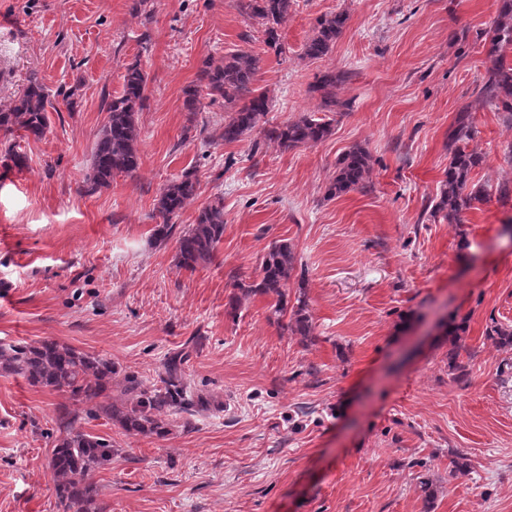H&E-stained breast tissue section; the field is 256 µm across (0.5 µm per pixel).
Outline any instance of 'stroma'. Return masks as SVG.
Masks as SVG:
<instances>
[{
    "label": "stroma",
    "instance_id": "1",
    "mask_svg": "<svg viewBox=\"0 0 512 512\" xmlns=\"http://www.w3.org/2000/svg\"><path fill=\"white\" fill-rule=\"evenodd\" d=\"M498 0H295L279 50L237 0H0V106L38 72L54 105L42 139L0 147V345L50 338L159 384L170 353L208 411L169 415L165 437L103 419L76 427L109 439L91 475L106 512H512V349L487 337L512 325V121L477 100L491 64L483 33ZM345 14L331 52L305 56L318 17ZM258 54L265 125L330 121L316 146L289 150L254 129L220 136L223 101L185 112L205 62ZM148 75L137 114L142 164L83 190L127 66ZM346 72L330 112L308 86ZM470 106L472 175L488 195L462 223L432 217L448 169V128ZM372 156L364 184L330 198L338 159ZM195 171L176 218L224 200V238L187 271L175 239L155 236L160 190ZM290 243L311 343L269 298L228 302L258 278L275 241ZM467 319L466 382L448 373L445 328ZM68 393L0 373V512H62L49 461ZM469 470L452 478L451 458ZM429 481L426 500L421 481Z\"/></svg>",
    "mask_w": 512,
    "mask_h": 512
}]
</instances>
